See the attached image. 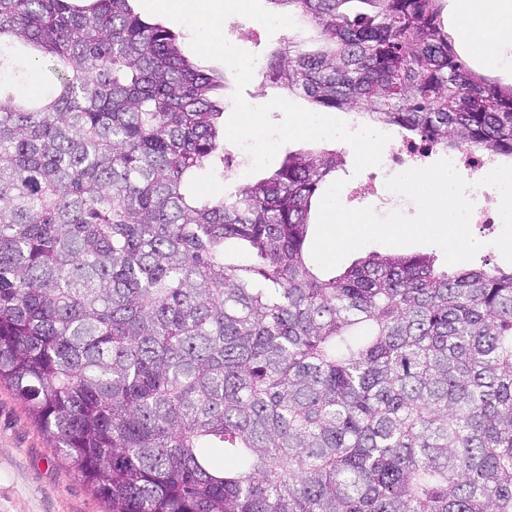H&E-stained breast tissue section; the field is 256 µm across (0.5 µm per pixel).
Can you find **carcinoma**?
I'll list each match as a JSON object with an SVG mask.
<instances>
[{
    "label": "carcinoma",
    "mask_w": 512,
    "mask_h": 512,
    "mask_svg": "<svg viewBox=\"0 0 512 512\" xmlns=\"http://www.w3.org/2000/svg\"><path fill=\"white\" fill-rule=\"evenodd\" d=\"M316 33L264 82L512 158V88L444 0H265ZM51 91L0 104V384L109 512H512V270L373 253L328 276L290 151L207 192L222 77L132 0H0ZM455 44L461 49L463 58L467 61L472 70L480 74L488 75L503 86L512 84V70L491 68L477 52L467 49L466 52L456 42Z\"/></svg>",
    "instance_id": "obj_1"
}]
</instances>
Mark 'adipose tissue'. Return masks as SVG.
<instances>
[{
	"instance_id": "1",
	"label": "adipose tissue",
	"mask_w": 512,
	"mask_h": 512,
	"mask_svg": "<svg viewBox=\"0 0 512 512\" xmlns=\"http://www.w3.org/2000/svg\"><path fill=\"white\" fill-rule=\"evenodd\" d=\"M458 10L466 46L489 55L512 46V0H460Z\"/></svg>"
}]
</instances>
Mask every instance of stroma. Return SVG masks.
<instances>
[{"instance_id": "35a3bbf8", "label": "stroma", "mask_w": 512, "mask_h": 512, "mask_svg": "<svg viewBox=\"0 0 512 512\" xmlns=\"http://www.w3.org/2000/svg\"><path fill=\"white\" fill-rule=\"evenodd\" d=\"M226 39L239 49L266 58L283 38L258 22L234 15L223 24ZM6 78L15 95L37 97L49 89L45 67L30 65L25 54L13 61ZM0 512H108L36 426L11 390L0 385Z\"/></svg>"}]
</instances>
